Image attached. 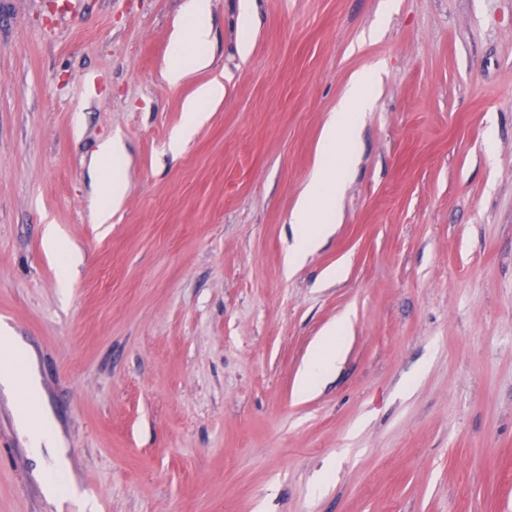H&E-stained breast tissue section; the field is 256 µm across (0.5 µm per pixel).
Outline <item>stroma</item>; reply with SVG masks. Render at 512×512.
<instances>
[{
  "label": "stroma",
  "mask_w": 512,
  "mask_h": 512,
  "mask_svg": "<svg viewBox=\"0 0 512 512\" xmlns=\"http://www.w3.org/2000/svg\"><path fill=\"white\" fill-rule=\"evenodd\" d=\"M185 0H0V324L38 360L96 512H512V0H211L209 73L163 78ZM371 71L343 219L289 214ZM224 100L180 156L183 105ZM127 190L96 219L100 143ZM84 251L68 294L46 225ZM342 269L340 278L329 273ZM346 356L308 398L343 315ZM0 392V512L45 495ZM224 100V81L221 77H212L196 89L192 98L184 105L183 119L174 130L170 141L169 151L178 155L195 136L199 128L208 120V107ZM348 325L349 319L344 316L327 331L325 338L310 356L298 377L296 393L299 397L311 395L320 380L336 367L343 351V343L339 342V339L346 333Z\"/></svg>",
  "instance_id": "stroma-1"
}]
</instances>
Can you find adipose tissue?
<instances>
[{
	"instance_id": "ef3b65f1",
	"label": "adipose tissue",
	"mask_w": 512,
	"mask_h": 512,
	"mask_svg": "<svg viewBox=\"0 0 512 512\" xmlns=\"http://www.w3.org/2000/svg\"><path fill=\"white\" fill-rule=\"evenodd\" d=\"M211 0H187L184 22L173 42L171 62L164 77L177 85L193 74L211 66L208 46L211 36ZM224 81L212 77L198 86L194 96L184 105L183 119L174 130L168 148L180 154L209 118L210 106L223 101ZM374 102V88L369 72L355 74L348 83L335 112L326 121L318 142V163L303 186L290 214L294 239L289 246L286 273L295 272L319 243L332 234L342 215V199L358 154L356 132L359 117ZM96 162L102 172V194L98 204L100 223H108L112 212L123 201L126 192L123 147L119 140L103 141ZM349 325L341 317L327 332L300 373L296 393L305 398L311 395L320 380L335 368L343 351L341 337ZM18 425L35 452L47 453L54 467L66 469L65 443L50 415L33 420L19 416Z\"/></svg>"
}]
</instances>
